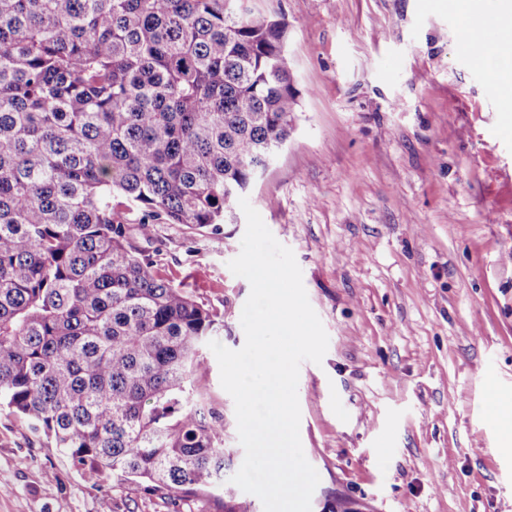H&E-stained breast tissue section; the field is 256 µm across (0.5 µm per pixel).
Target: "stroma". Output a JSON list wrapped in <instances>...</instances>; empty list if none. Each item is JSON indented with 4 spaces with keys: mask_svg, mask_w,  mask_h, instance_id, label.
<instances>
[{
    "mask_svg": "<svg viewBox=\"0 0 512 512\" xmlns=\"http://www.w3.org/2000/svg\"><path fill=\"white\" fill-rule=\"evenodd\" d=\"M287 25L298 120L247 197L302 270L329 337L302 363L300 438L327 496L355 512H512V452L484 409L512 393V99L463 49L442 0H248ZM219 229L134 236L163 274L224 317L240 349L249 282ZM201 382L232 397L208 356ZM176 512L162 493L100 481L0 408V512Z\"/></svg>",
    "mask_w": 512,
    "mask_h": 512,
    "instance_id": "stroma-1",
    "label": "stroma"
}]
</instances>
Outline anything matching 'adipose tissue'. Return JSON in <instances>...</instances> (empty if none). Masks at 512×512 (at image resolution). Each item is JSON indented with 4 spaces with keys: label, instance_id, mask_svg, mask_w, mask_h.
I'll return each mask as SVG.
<instances>
[{
    "label": "adipose tissue",
    "instance_id": "obj_1",
    "mask_svg": "<svg viewBox=\"0 0 512 512\" xmlns=\"http://www.w3.org/2000/svg\"><path fill=\"white\" fill-rule=\"evenodd\" d=\"M461 18H480L497 27L502 37L479 63L502 91L512 94V0H452Z\"/></svg>",
    "mask_w": 512,
    "mask_h": 512
}]
</instances>
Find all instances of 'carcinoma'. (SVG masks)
<instances>
[{
  "label": "carcinoma",
  "mask_w": 512,
  "mask_h": 512,
  "mask_svg": "<svg viewBox=\"0 0 512 512\" xmlns=\"http://www.w3.org/2000/svg\"><path fill=\"white\" fill-rule=\"evenodd\" d=\"M283 22L238 0H0V407L99 479L254 512L200 378L220 314L122 215L230 223L294 131Z\"/></svg>",
  "instance_id": "carcinoma-1"
}]
</instances>
